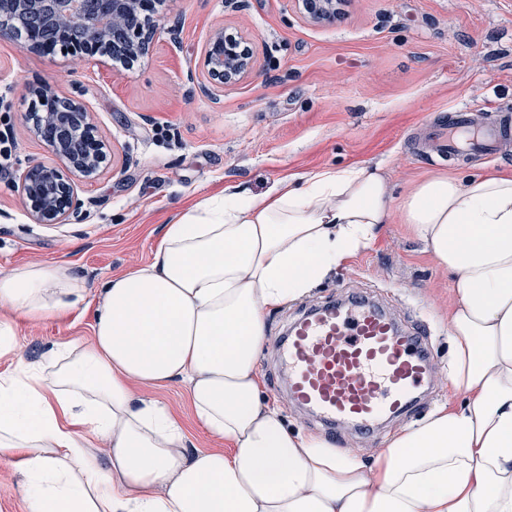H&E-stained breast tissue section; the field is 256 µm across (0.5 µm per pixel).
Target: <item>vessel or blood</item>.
I'll list each match as a JSON object with an SVG mask.
<instances>
[{
	"label": "vessel or blood",
	"mask_w": 512,
	"mask_h": 512,
	"mask_svg": "<svg viewBox=\"0 0 512 512\" xmlns=\"http://www.w3.org/2000/svg\"><path fill=\"white\" fill-rule=\"evenodd\" d=\"M505 125L472 124L467 112L448 117L441 139L449 157L491 154ZM425 331L400 329L368 298L329 302L297 319L277 346L290 393L321 425L354 423L373 433L383 420L418 413L416 395L432 382L434 362Z\"/></svg>",
	"instance_id": "obj_1"
}]
</instances>
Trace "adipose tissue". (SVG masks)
Here are the masks:
<instances>
[{
    "instance_id": "obj_1",
    "label": "adipose tissue",
    "mask_w": 512,
    "mask_h": 512,
    "mask_svg": "<svg viewBox=\"0 0 512 512\" xmlns=\"http://www.w3.org/2000/svg\"><path fill=\"white\" fill-rule=\"evenodd\" d=\"M397 217L456 282V402L368 464L288 429L256 368L265 311ZM85 293L64 262L0 275V451L28 512H512V171L436 175L398 202L379 163L225 190L106 281L89 342L25 362L18 320L67 315ZM172 382L230 452L186 453L177 420L133 391Z\"/></svg>"
}]
</instances>
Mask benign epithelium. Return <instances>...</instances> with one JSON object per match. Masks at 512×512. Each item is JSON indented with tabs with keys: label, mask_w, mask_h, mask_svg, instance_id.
Segmentation results:
<instances>
[{
	"label": "benign epithelium",
	"mask_w": 512,
	"mask_h": 512,
	"mask_svg": "<svg viewBox=\"0 0 512 512\" xmlns=\"http://www.w3.org/2000/svg\"><path fill=\"white\" fill-rule=\"evenodd\" d=\"M145 0H0V14H13L30 21L25 40L32 48L49 52L58 46L74 56H83L82 48L74 44L44 39L47 29L60 36L74 26H87L88 11L112 19L107 30L89 29L87 40L104 42L110 47L140 52L145 48L138 11ZM314 20L324 23L336 20L342 0H296ZM243 39L215 31L203 50L204 66L210 80L220 84L236 81L252 65L242 48ZM37 92L58 107L43 114L35 126L34 135L55 158L27 167L20 176L18 189L35 224H62L79 217L70 176L90 178L108 158V146L99 136L91 113L73 99L59 98L50 88L40 86Z\"/></svg>",
	"instance_id": "benign-epithelium-1"
}]
</instances>
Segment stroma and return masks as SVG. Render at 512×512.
Masks as SVG:
<instances>
[{
  "instance_id": "stroma-1",
  "label": "stroma",
  "mask_w": 512,
  "mask_h": 512,
  "mask_svg": "<svg viewBox=\"0 0 512 512\" xmlns=\"http://www.w3.org/2000/svg\"><path fill=\"white\" fill-rule=\"evenodd\" d=\"M252 49L250 71L230 85L208 83L203 47L216 29ZM50 85L91 112L111 148L95 178L74 177L80 219L35 224L19 197L27 166L50 161L26 118L32 87ZM0 136L18 145L0 174V273L32 262L64 261L83 277L84 303L70 315L19 322L20 352L37 363L52 349L89 340L105 281L148 262L166 224L233 186L260 194L275 181L328 168L383 163L394 197L433 172L465 178L512 170V140L493 159L446 161L430 146L450 110L512 122V0H350L344 15L316 23L295 0H166L159 27L132 68L94 55L87 63L45 56L0 37ZM382 294L396 320L422 321L431 337L438 385L427 411L454 402L448 379V315L453 277L400 223L331 269L303 295L267 312L266 337L280 336L307 304ZM262 345L257 376L264 398L289 427L320 434L288 396ZM180 422L191 451L221 450L198 424L184 384L140 385ZM388 422L374 437L345 424L330 443L372 461L406 428Z\"/></svg>"
}]
</instances>
